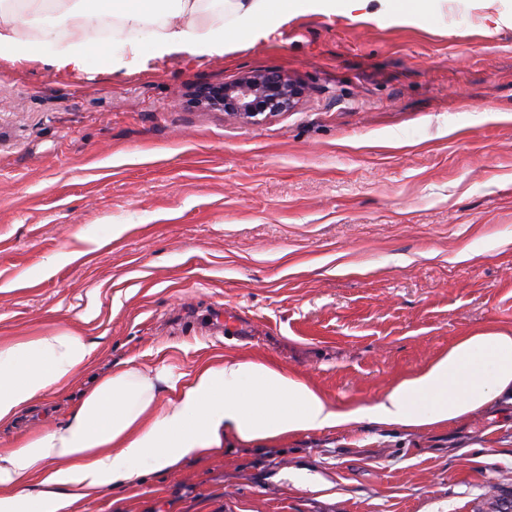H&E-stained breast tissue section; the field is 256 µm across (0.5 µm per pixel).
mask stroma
I'll list each match as a JSON object with an SVG mask.
<instances>
[{
	"mask_svg": "<svg viewBox=\"0 0 512 512\" xmlns=\"http://www.w3.org/2000/svg\"><path fill=\"white\" fill-rule=\"evenodd\" d=\"M0 46V339L94 344L71 387L0 424L65 421L122 361L270 358L368 402L488 323L512 330V0L298 11L223 43L117 41L58 66ZM278 69L297 107L252 122L195 86ZM73 512H491L512 406L405 432L366 423L144 464Z\"/></svg>",
	"mask_w": 512,
	"mask_h": 512,
	"instance_id": "stroma-1",
	"label": "stroma"
}]
</instances>
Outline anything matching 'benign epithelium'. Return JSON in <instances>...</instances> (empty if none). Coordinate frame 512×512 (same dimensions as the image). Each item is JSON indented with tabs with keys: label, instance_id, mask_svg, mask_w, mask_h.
Returning <instances> with one entry per match:
<instances>
[{
	"label": "benign epithelium",
	"instance_id": "1",
	"mask_svg": "<svg viewBox=\"0 0 512 512\" xmlns=\"http://www.w3.org/2000/svg\"><path fill=\"white\" fill-rule=\"evenodd\" d=\"M304 94L303 86L277 70L250 71L230 83L203 85L194 91V106L238 115L251 121L263 114L292 111Z\"/></svg>",
	"mask_w": 512,
	"mask_h": 512
}]
</instances>
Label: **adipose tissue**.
I'll return each instance as SVG.
<instances>
[{"instance_id": "1", "label": "adipose tissue", "mask_w": 512, "mask_h": 512, "mask_svg": "<svg viewBox=\"0 0 512 512\" xmlns=\"http://www.w3.org/2000/svg\"><path fill=\"white\" fill-rule=\"evenodd\" d=\"M0 0V23L44 11L74 18L85 37L65 59L83 66L106 54L94 32L104 15L160 42L223 41L302 7L334 11L347 0ZM208 25H201L202 15ZM91 349L69 332L0 341V424L44 394L71 386ZM512 404V330L488 325L458 337L422 369L398 377L365 404L337 403L315 385L261 358L219 356L188 373H146L121 363L68 419L17 447L0 450V512H70L81 499L138 477L143 461L171 470L228 439L274 440L363 422L409 431L470 420Z\"/></svg>"}]
</instances>
